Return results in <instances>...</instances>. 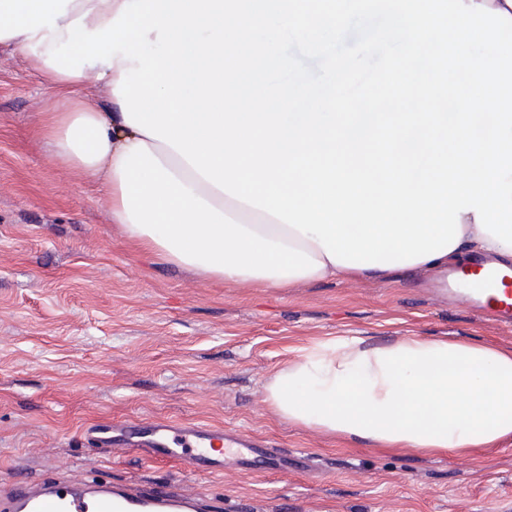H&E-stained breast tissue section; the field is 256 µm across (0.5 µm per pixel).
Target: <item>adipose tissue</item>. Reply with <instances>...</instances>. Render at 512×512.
<instances>
[{"instance_id": "obj_1", "label": "adipose tissue", "mask_w": 512, "mask_h": 512, "mask_svg": "<svg viewBox=\"0 0 512 512\" xmlns=\"http://www.w3.org/2000/svg\"><path fill=\"white\" fill-rule=\"evenodd\" d=\"M124 2L0 0V45L24 56L56 90L59 103L45 113L41 136L52 159L80 181L107 186L125 241L204 278L254 288L388 276L385 268L329 261L316 237L224 194L174 148L129 126L114 88L130 61L117 57L78 76L47 64V50L66 42L71 21L104 28ZM89 83L101 89L106 107L85 100ZM460 228L454 249L426 268L473 253L512 259L511 248L482 233L474 212L461 214ZM266 402L276 418L354 442L464 453L512 437V349L411 336L385 346L357 336L322 339L275 373Z\"/></svg>"}]
</instances>
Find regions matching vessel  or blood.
<instances>
[{"mask_svg":"<svg viewBox=\"0 0 512 512\" xmlns=\"http://www.w3.org/2000/svg\"><path fill=\"white\" fill-rule=\"evenodd\" d=\"M476 311L500 326L512 328V275L491 269L470 284ZM120 432L149 436L142 454L149 459L186 462L195 472L214 473L233 458L250 473L281 472L303 455L287 456L277 448H262L241 436L209 426L181 422H128ZM0 512H224L217 495L187 492L169 478L131 482L99 471L81 477L51 472L36 478L0 481Z\"/></svg>","mask_w":512,"mask_h":512,"instance_id":"b4317fda","label":"vessel or blood"}]
</instances>
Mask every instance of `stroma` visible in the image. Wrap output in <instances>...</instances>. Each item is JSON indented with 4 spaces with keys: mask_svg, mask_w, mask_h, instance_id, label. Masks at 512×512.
Listing matches in <instances>:
<instances>
[{
    "mask_svg": "<svg viewBox=\"0 0 512 512\" xmlns=\"http://www.w3.org/2000/svg\"><path fill=\"white\" fill-rule=\"evenodd\" d=\"M56 96L0 47V480L104 470L176 477L224 499V512H512V437L466 454L379 448L273 418L265 387L299 348L406 336L512 348V331L447 296L416 268L397 277L220 284L123 243L107 189L53 161L40 136ZM200 421L261 446L306 451L303 472L265 477L226 460L101 456L86 427Z\"/></svg>",
    "mask_w": 512,
    "mask_h": 512,
    "instance_id": "35a3bbf8",
    "label": "stroma"
}]
</instances>
